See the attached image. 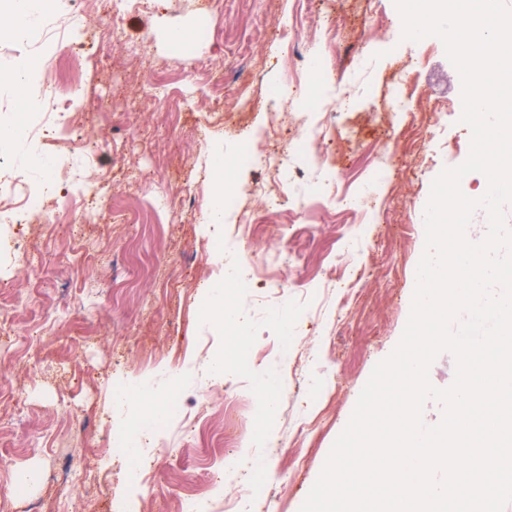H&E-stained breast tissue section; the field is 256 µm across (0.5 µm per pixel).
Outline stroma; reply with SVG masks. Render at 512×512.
I'll use <instances>...</instances> for the list:
<instances>
[{"label": "stroma", "mask_w": 512, "mask_h": 512, "mask_svg": "<svg viewBox=\"0 0 512 512\" xmlns=\"http://www.w3.org/2000/svg\"><path fill=\"white\" fill-rule=\"evenodd\" d=\"M147 12L122 22L144 53L110 52L108 31L90 28L79 58L69 42L22 41L5 35L0 66L48 60L60 77L79 72L66 105L83 111L100 149L86 179L85 199L0 234V501L7 512H111L123 498L134 512H182L186 497L226 500L242 512H300L331 448L346 427L374 367L398 345L409 319L416 273L425 251L423 213L434 179L469 156L462 123V85L442 40L403 39L395 0H329L337 38L315 43L317 0H152ZM189 32L180 48L171 31ZM307 64L331 61L341 98L326 107L320 94L301 105L324 121L332 139L323 156L295 158L296 191L312 195L332 180L367 198L366 214L323 201L306 212H263L257 188L271 183L264 167L244 160L241 146L270 145L272 90L294 72L286 47ZM426 66L414 79L424 98L399 122L387 109L388 87L412 58ZM204 92L180 109L187 74ZM168 89L156 95L155 85ZM444 95L448 110L429 109ZM64 142L30 145L0 155V171L62 181L56 169L38 176L33 158L64 150ZM232 164L235 204L221 233L203 224L194 204L214 189L215 153ZM164 185L171 203L155 211L143 195ZM258 215L246 235L243 219ZM75 225L74 236L54 222ZM23 239L39 259L19 261ZM222 248H214V241ZM293 259L278 289L233 292L249 338L248 370L230 363L223 382L208 372L225 349L220 313L204 290L223 264L243 252L261 257L271 246ZM275 370L277 403L264 414L257 379ZM128 388L123 429L140 419L145 393L171 400L141 468L112 452L117 431L110 396ZM273 439L261 441L258 427ZM94 483L74 480V472Z\"/></svg>", "instance_id": "stroma-1"}]
</instances>
